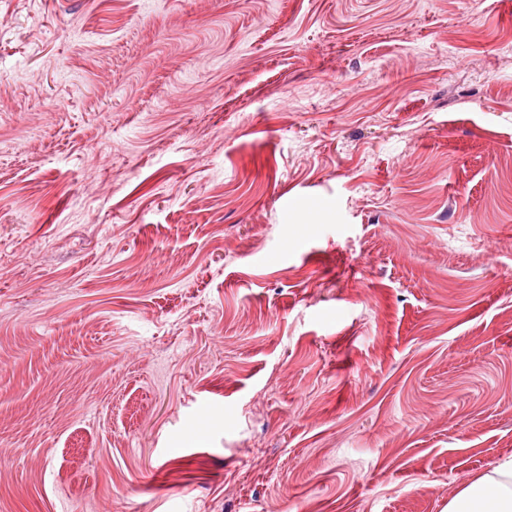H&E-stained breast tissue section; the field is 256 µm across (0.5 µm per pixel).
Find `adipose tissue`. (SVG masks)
I'll list each match as a JSON object with an SVG mask.
<instances>
[{
	"mask_svg": "<svg viewBox=\"0 0 512 512\" xmlns=\"http://www.w3.org/2000/svg\"><path fill=\"white\" fill-rule=\"evenodd\" d=\"M448 512H512V457L463 488Z\"/></svg>",
	"mask_w": 512,
	"mask_h": 512,
	"instance_id": "obj_1",
	"label": "adipose tissue"
}]
</instances>
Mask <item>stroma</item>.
Here are the masks:
<instances>
[{
  "label": "stroma",
  "instance_id": "stroma-1",
  "mask_svg": "<svg viewBox=\"0 0 512 512\" xmlns=\"http://www.w3.org/2000/svg\"><path fill=\"white\" fill-rule=\"evenodd\" d=\"M511 456L512 0H0V512Z\"/></svg>",
  "mask_w": 512,
  "mask_h": 512
}]
</instances>
